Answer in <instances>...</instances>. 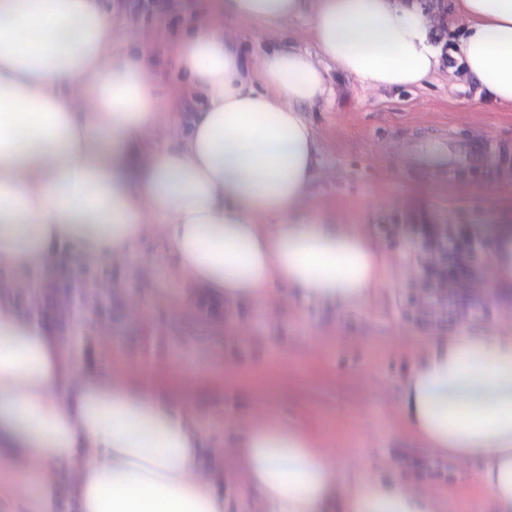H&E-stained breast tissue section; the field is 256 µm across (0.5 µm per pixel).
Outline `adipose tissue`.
<instances>
[{"instance_id": "obj_1", "label": "adipose tissue", "mask_w": 512, "mask_h": 512, "mask_svg": "<svg viewBox=\"0 0 512 512\" xmlns=\"http://www.w3.org/2000/svg\"><path fill=\"white\" fill-rule=\"evenodd\" d=\"M172 46L187 77L183 134L160 148L148 57L112 53L99 0H0V268L51 271L65 250L119 260L157 224L177 270L232 308L289 290L342 309L368 301L384 256L310 201L320 149L307 119L330 72L375 90L420 87L441 59L415 0H215ZM310 14L312 50L251 63L226 27ZM464 74L512 109V0H455ZM400 413L427 448L476 461L474 512H512V336L459 329L414 356ZM206 438L179 386L76 367L48 321L0 294V465L31 471L25 512H225ZM224 454L267 512H443L399 478L345 489L305 427L255 417Z\"/></svg>"}]
</instances>
